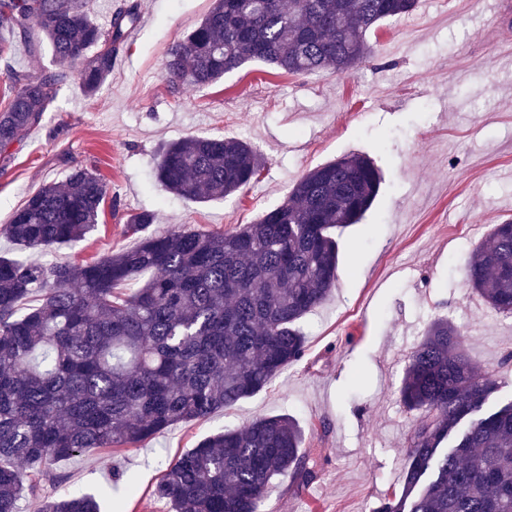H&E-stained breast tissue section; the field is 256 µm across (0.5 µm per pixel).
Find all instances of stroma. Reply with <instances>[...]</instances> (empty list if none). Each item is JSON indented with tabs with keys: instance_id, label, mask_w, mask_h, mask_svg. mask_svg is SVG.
I'll list each match as a JSON object with an SVG mask.
<instances>
[{
	"instance_id": "35a3bbf8",
	"label": "stroma",
	"mask_w": 512,
	"mask_h": 512,
	"mask_svg": "<svg viewBox=\"0 0 512 512\" xmlns=\"http://www.w3.org/2000/svg\"><path fill=\"white\" fill-rule=\"evenodd\" d=\"M140 24L96 95L64 87L21 142L0 152V254L19 249L3 229L44 184L68 167L97 170L109 185L95 228L73 244L29 252L38 262H82L138 243L128 217L158 212L156 232L232 231L280 205L309 170L353 153L382 175L365 216L337 230L330 298L301 328L304 358L259 393L211 416L177 424L135 446L92 448L57 461L19 512L44 498L97 495L101 512H169L153 490L163 466L204 438L261 415L286 414L305 432L316 473L307 486L277 480L262 512H373L402 489L413 417L400 401L408 357L426 324L451 320L468 356L494 375L489 408L512 402V315L489 309L466 273L492 225L512 219V6L506 0H420L415 27L389 18L371 31V56L348 73H283L250 62L219 82L171 96L168 49L213 0H135ZM0 108L6 66L52 67L48 42L0 32ZM189 136L240 138L263 155L259 182L205 202L156 184L163 146Z\"/></svg>"
}]
</instances>
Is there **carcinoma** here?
I'll return each mask as SVG.
<instances>
[{
    "label": "carcinoma",
    "mask_w": 512,
    "mask_h": 512,
    "mask_svg": "<svg viewBox=\"0 0 512 512\" xmlns=\"http://www.w3.org/2000/svg\"><path fill=\"white\" fill-rule=\"evenodd\" d=\"M214 0L164 77L176 92L207 86L248 62L295 76L347 72L371 52L367 33L411 13L417 0ZM139 21L138 5L116 9L108 28L86 0H0V29L50 44L69 69L33 75L6 67L12 97L0 109V151L41 124L71 81L96 92ZM260 154L238 138L189 137L166 145L156 183L195 201L247 188ZM381 177L351 154L299 178L287 199L231 232H148L156 214L128 220L136 248L85 263L0 255V512H19L35 485L18 464L44 463L87 448L146 441L262 391L306 351L303 318L335 285L339 243L332 230L359 222ZM107 185L70 168L65 184L43 185L3 230L23 250L81 240L97 224ZM142 271L136 292L121 287ZM468 284L499 314L512 315V221L494 225L468 269ZM39 305L21 311L22 301ZM461 332L429 322L400 388L415 416L400 495L378 512H512V403L485 410L496 381L464 353ZM304 432L288 415L260 416L210 435L172 459L156 485L172 512H261L273 480L309 483ZM39 512H99L91 494L45 501Z\"/></svg>",
    "instance_id": "1"
}]
</instances>
